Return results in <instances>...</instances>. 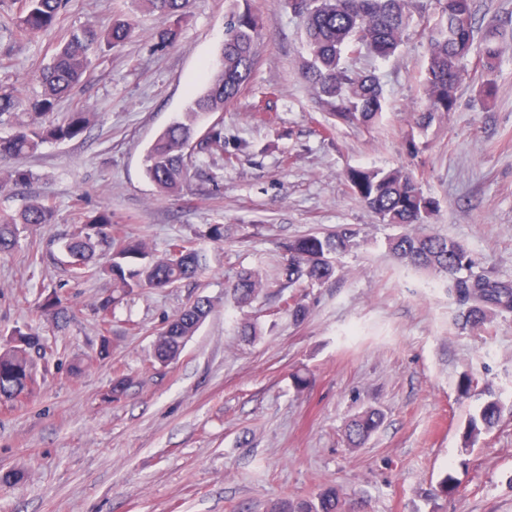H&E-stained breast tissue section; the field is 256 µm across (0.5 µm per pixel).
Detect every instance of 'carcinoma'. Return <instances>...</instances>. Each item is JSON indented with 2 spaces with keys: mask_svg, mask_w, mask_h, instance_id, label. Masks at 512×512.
Returning <instances> with one entry per match:
<instances>
[{
  "mask_svg": "<svg viewBox=\"0 0 512 512\" xmlns=\"http://www.w3.org/2000/svg\"><path fill=\"white\" fill-rule=\"evenodd\" d=\"M146 8L166 19L159 42L170 44L180 35L191 0H139ZM16 30L24 36L54 30L66 12L68 0H18ZM436 18L426 19L422 0H288V7L301 21L309 58L302 73L310 85L318 109L334 122L370 127L381 118L384 96L375 76L346 65L348 55L366 50L379 59L393 56L403 45L406 32L421 19L431 24L428 38L427 76L424 83L425 111L418 124L430 125L453 110L455 91L465 77L464 62L474 48L476 21L473 0H438ZM261 18L248 7L230 15L224 44L216 68L204 90L192 98L186 112L170 123L150 143L145 154V172L159 195L177 196L203 172L205 160L224 152V125L219 119L208 125L202 120L224 111L248 86L259 62ZM132 27L116 16L105 28L82 25L71 29L56 45L50 61L38 69L41 91L30 102L29 120L13 135L0 138V159H17L36 152L48 140L68 141L83 135L94 124L97 113L77 110L59 125L47 126L43 117L78 85L89 80L92 57L102 46L124 43ZM505 34L492 32L482 49L483 67L494 68L499 55L498 41ZM28 171L14 168L0 175V190L29 181ZM346 181L361 203L384 224L407 228L422 224L431 215L433 202L424 197L418 179L403 166L387 171L352 168ZM54 207L45 200L31 201L19 212L0 217V256L18 245V225L52 224ZM360 229L344 225L329 233H310L283 245L285 256L268 268L243 269L231 284L237 307L244 309L270 288L282 293L287 288H312L336 276V258L360 246ZM104 245L105 264L97 266L96 247ZM389 252L406 266L439 275L448 282V293L458 305L463 325L482 329L512 312V283L493 278L472 258L460 242L433 233L404 231L388 238ZM67 265L74 271L100 268L112 281V288L97 300L101 316L98 356L110 355L111 342L105 332L115 307L126 297L149 288H168L191 280L209 267L208 253L190 238H174L167 253L156 257L144 240L129 236L120 224L112 223V212L103 207L83 216L81 225L64 241ZM214 301L198 296L186 304L154 337L153 361L170 364L195 336L214 310ZM279 310L295 323L307 318L308 308L290 295L280 298ZM43 311L60 323L69 309L48 298ZM237 335L247 342L263 336L261 326L244 317L237 323ZM47 354L36 332L17 330L0 345V403L16 408L36 393L39 383L34 357ZM134 384V377L116 372L107 399L119 402ZM501 417L495 400L486 402L469 417L463 431L464 446L472 447L478 437L491 431ZM382 414L367 409L353 417L345 429L348 447L365 445L380 427ZM343 497L334 486L324 488L316 498L287 497L272 502L268 512H343Z\"/></svg>",
  "mask_w": 512,
  "mask_h": 512,
  "instance_id": "carcinoma-1",
  "label": "carcinoma"
}]
</instances>
